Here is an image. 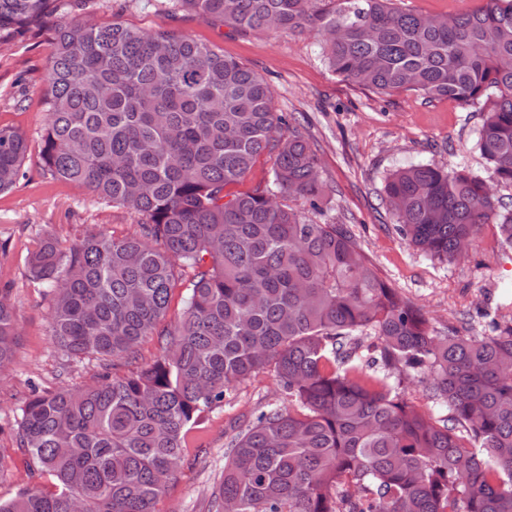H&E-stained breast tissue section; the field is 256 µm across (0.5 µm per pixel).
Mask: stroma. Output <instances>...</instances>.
<instances>
[{
    "instance_id": "35a3bbf8",
    "label": "stroma",
    "mask_w": 512,
    "mask_h": 512,
    "mask_svg": "<svg viewBox=\"0 0 512 512\" xmlns=\"http://www.w3.org/2000/svg\"><path fill=\"white\" fill-rule=\"evenodd\" d=\"M83 16L100 25L123 23L143 30L175 28L260 73L278 111L295 119L318 149L326 186L329 221L347 225L380 276L411 300L438 331L469 322L473 335L487 333L481 309L512 322V248L492 224L480 226L474 250L465 259L440 263L410 247L381 205L383 179L410 163L466 161L481 170L473 147L479 115L446 101H427L403 92L377 94L333 74L309 34L235 32L172 11L168 0H89ZM53 51L50 23L19 40L0 41V127L27 137L25 179L0 196V287H8L19 319L15 357L0 377V499L34 485L15 437L21 407L31 386L46 389L91 384L99 379L96 359L63 356L50 338V304L30 279L25 257L38 233L66 239L88 231L131 233L137 218L100 201L88 190L45 176L39 156L44 126V92ZM273 371L237 384L228 404L197 429L161 497L160 512H210L211 494L224 474V451L231 428L254 411L281 401Z\"/></svg>"
}]
</instances>
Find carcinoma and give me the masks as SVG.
I'll return each instance as SVG.
<instances>
[{"instance_id": "1", "label": "carcinoma", "mask_w": 512, "mask_h": 512, "mask_svg": "<svg viewBox=\"0 0 512 512\" xmlns=\"http://www.w3.org/2000/svg\"><path fill=\"white\" fill-rule=\"evenodd\" d=\"M397 0H175L242 32H308L337 76L480 113L461 160L384 179L399 233L431 259L465 258L482 224L512 247V0L437 15ZM59 0H0V33L22 37ZM48 68L42 170L138 217V231L28 250L68 358L134 360L94 385L35 392L18 450L49 485L0 499V512H157L188 438L235 384L272 370L288 406L268 403L229 442L213 512H512V326L437 334L390 287L344 224L316 221L325 186L316 149L277 112L267 81L175 29L57 23ZM27 138L0 127V194ZM274 156L272 185L240 182ZM183 309L167 320L182 272ZM18 318L0 290V369ZM421 383L447 411L408 397Z\"/></svg>"}]
</instances>
